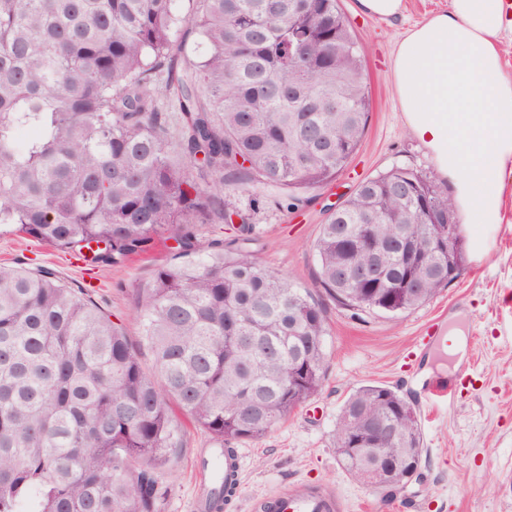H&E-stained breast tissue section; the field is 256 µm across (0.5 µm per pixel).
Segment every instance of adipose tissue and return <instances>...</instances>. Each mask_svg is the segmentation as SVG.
<instances>
[{"instance_id": "obj_1", "label": "adipose tissue", "mask_w": 512, "mask_h": 512, "mask_svg": "<svg viewBox=\"0 0 512 512\" xmlns=\"http://www.w3.org/2000/svg\"><path fill=\"white\" fill-rule=\"evenodd\" d=\"M512 42L504 0H449L403 31L393 77L411 133L456 187L455 207L476 224L501 221L504 174L512 171Z\"/></svg>"}]
</instances>
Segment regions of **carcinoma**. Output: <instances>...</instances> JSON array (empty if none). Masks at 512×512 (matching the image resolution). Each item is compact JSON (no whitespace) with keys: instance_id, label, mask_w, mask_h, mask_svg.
<instances>
[{"instance_id":"1","label":"carcinoma","mask_w":512,"mask_h":512,"mask_svg":"<svg viewBox=\"0 0 512 512\" xmlns=\"http://www.w3.org/2000/svg\"><path fill=\"white\" fill-rule=\"evenodd\" d=\"M176 2L0 0V224L70 254L103 243L91 260L103 267L166 230L183 259L137 295L155 379L83 292L0 267V512H158L173 408L229 443L262 438L321 390L322 304L240 248L197 255L191 219L226 176L279 187L292 209L347 166L369 118L358 40L339 0H196L188 17ZM182 28L197 59L178 72ZM163 99L179 113L182 167ZM195 165L215 174L209 188ZM452 207L409 168L365 179L321 227L318 284L354 316L425 304L462 242L413 272L402 250L427 246ZM359 236L384 241L376 287L339 278ZM409 274L415 290L386 300L384 283ZM334 447L364 483L382 456L420 465L424 453L415 409L383 385L348 396Z\"/></svg>"}]
</instances>
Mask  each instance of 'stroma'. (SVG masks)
Returning a JSON list of instances; mask_svg holds the SVG:
<instances>
[{
  "mask_svg": "<svg viewBox=\"0 0 512 512\" xmlns=\"http://www.w3.org/2000/svg\"><path fill=\"white\" fill-rule=\"evenodd\" d=\"M363 49L370 114L361 147L331 184L307 192L298 209L279 203L277 190L257 184H225L223 209L245 214L255 227L247 249L262 266L295 286L317 293L312 243L337 202L363 179L406 166L441 188H450L429 150L408 130L392 78L399 29L447 9L448 0H405L399 26L359 13L355 0H340ZM502 223L462 225L464 265L458 278L426 304L392 319L380 313L351 316L334 303L325 313L326 373L321 391L259 439L236 441L242 456L241 487L224 512H251L254 501L295 484L334 491L347 512H512V180L501 195ZM176 243L168 232L122 263L90 269L87 262L16 231L0 228V265L54 272L66 287L87 291L110 314L139 353L145 371L153 356L141 340L134 305L138 288L174 264ZM460 329L466 356L458 375L473 383L446 407H428V387L443 367L424 342L435 322ZM390 387L412 403L424 438L421 476L391 496L353 479L333 446L340 408L362 385ZM178 446L160 482L159 512H192L209 495L206 468L223 445L176 413Z\"/></svg>",
  "mask_w": 512,
  "mask_h": 512,
  "instance_id": "1",
  "label": "stroma"
}]
</instances>
